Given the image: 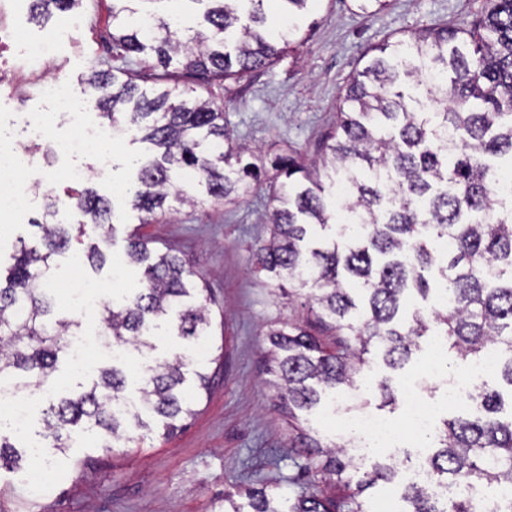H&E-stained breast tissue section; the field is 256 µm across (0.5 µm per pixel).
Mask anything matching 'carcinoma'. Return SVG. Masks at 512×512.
I'll use <instances>...</instances> for the list:
<instances>
[{
    "instance_id": "1",
    "label": "carcinoma",
    "mask_w": 512,
    "mask_h": 512,
    "mask_svg": "<svg viewBox=\"0 0 512 512\" xmlns=\"http://www.w3.org/2000/svg\"><path fill=\"white\" fill-rule=\"evenodd\" d=\"M82 0H32L40 16L69 11ZM127 0H113L111 49L124 59L163 69L152 88L121 79L110 70L91 69L87 83L100 92L96 110L115 130L134 131L157 152L137 159V179L126 188L133 209L151 224L165 212L170 194L187 203L194 192L236 204L275 171L270 237L254 254L259 271L288 281V296L303 298L314 315L315 331L286 323L270 331L273 383L295 447L310 460L309 470L330 492H303L285 505L264 488L244 492L246 503L224 495V512H368L364 491L394 475L393 465L376 461L364 479H345L347 444H338L300 423L303 413L324 410L336 388L361 389L367 355L383 353L398 371L410 362L419 341L440 336L466 364L495 349V373L512 388V0H491L471 29L428 26L409 40L385 41L345 86L336 127L325 136L320 158L268 152L245 162L249 148L233 141L224 110L198 95L187 98L170 87L177 62L195 85L208 90L267 67L297 42L299 17L313 0H278L281 22L268 23L264 0H211L208 28L190 37L181 22L149 15L145 27ZM389 0H354L355 11L370 17ZM189 172L190 184L173 186V170ZM88 223L71 235L47 204L39 229L43 249L21 246L6 277L0 276V385L37 393L53 383L67 354L77 321L55 311L45 287L49 261L72 240L89 236L87 224L112 220L113 210L90 188L72 197ZM138 231L129 235V263L141 265L143 287L112 301L100 316L102 337L139 353L156 349L160 330L184 344L211 343L208 307L186 263L151 247ZM335 337L328 349L318 335ZM206 390L203 360L181 357L146 362L134 380L136 405L126 391L130 378L117 365L100 371L76 394L55 390L45 419L52 448L68 447L72 428L100 438L112 448L130 427L150 429L147 414L164 433L195 413L185 390L188 377ZM480 415L443 419L434 430L424 467L435 483L448 480L474 487L512 488V418L498 417L502 394L484 384L476 389ZM25 432L0 420V465L22 469L19 450ZM404 512H473L470 498L438 497L409 484Z\"/></svg>"
}]
</instances>
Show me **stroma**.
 Listing matches in <instances>:
<instances>
[{
    "instance_id": "35a3bbf8",
    "label": "stroma",
    "mask_w": 512,
    "mask_h": 512,
    "mask_svg": "<svg viewBox=\"0 0 512 512\" xmlns=\"http://www.w3.org/2000/svg\"><path fill=\"white\" fill-rule=\"evenodd\" d=\"M486 0H390L386 10L369 18L358 15L352 0H315L301 23L302 42L276 64L245 74L239 80L213 85L209 97L224 108V124L238 142L257 149L295 151L306 158L318 155V144L336 124L343 88L366 60L365 51L384 41L407 38L422 27L444 24L465 26L480 16ZM112 0H82L78 9L58 12L47 24L30 17L18 20L14 46L0 52V118L24 108L39 107L38 83L28 66L26 41L55 35L59 46L46 58V77H62L78 97H87L85 79L91 67L126 66L137 84L147 74L138 61L108 57L102 37L112 27ZM145 143L129 137L112 142V163L97 172L94 160L86 165L88 182L109 200L113 220L98 229V243L106 254L96 267L76 257L75 250L57 255L45 275L55 283L56 309L70 311L64 282L71 269L101 288L103 302L114 291L133 294L141 286L143 270L127 265V237L139 226L125 188L133 177L131 156L147 153ZM29 155L50 166L55 178L39 180L26 169L22 176L33 187L29 218L10 219L0 214V270L8 271L20 245H39L40 236L30 219L40 218L46 196L68 200L61 172L63 163L46 157L44 148ZM264 191L236 205L216 202L198 194L196 204L168 199L169 214L143 226L163 250L188 260L209 290V309L215 336L205 370L209 388L200 392L193 416L181 420L172 436L162 431L145 435L134 431L133 442L118 448L96 447L92 439L73 431L70 448H49L45 458L54 481L38 490L24 472L0 467V512H224L225 494L249 487H264L293 498L306 488V456L293 451L294 431L274 405L270 386L269 330L283 323H304L308 313L301 300L288 299L271 274L256 271L252 256L267 239ZM431 342L423 340L398 384L424 387L434 403L444 399L448 375H466L454 365L455 354L445 351L449 373H433L429 366ZM392 455L396 476L367 490V498L386 500L401 512V495L413 467L404 449L380 448Z\"/></svg>"
}]
</instances>
